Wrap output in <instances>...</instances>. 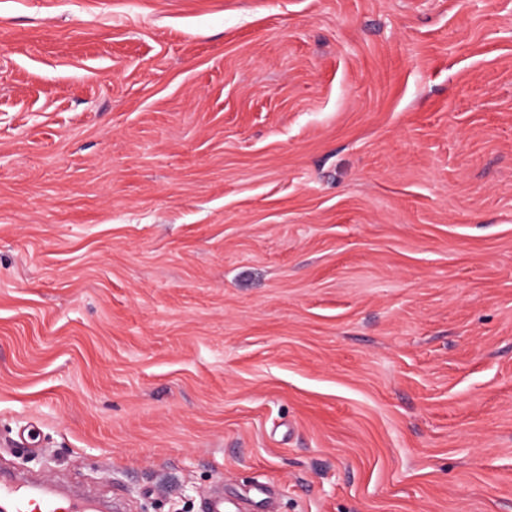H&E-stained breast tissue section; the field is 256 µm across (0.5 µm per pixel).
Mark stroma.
<instances>
[{
	"label": "stroma",
	"mask_w": 512,
	"mask_h": 512,
	"mask_svg": "<svg viewBox=\"0 0 512 512\" xmlns=\"http://www.w3.org/2000/svg\"><path fill=\"white\" fill-rule=\"evenodd\" d=\"M0 467L512 512V0H0Z\"/></svg>",
	"instance_id": "obj_1"
}]
</instances>
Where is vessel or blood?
I'll return each mask as SVG.
<instances>
[{"label":"vessel or blood","mask_w":512,"mask_h":512,"mask_svg":"<svg viewBox=\"0 0 512 512\" xmlns=\"http://www.w3.org/2000/svg\"><path fill=\"white\" fill-rule=\"evenodd\" d=\"M0 501L11 512H102L99 503L87 500L75 502L45 485H29L10 477L0 478Z\"/></svg>","instance_id":"obj_1"}]
</instances>
